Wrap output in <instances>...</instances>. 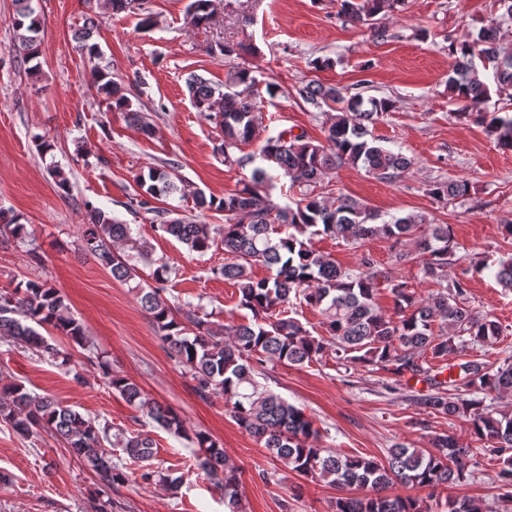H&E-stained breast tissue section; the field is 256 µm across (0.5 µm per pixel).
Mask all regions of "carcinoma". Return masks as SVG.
Instances as JSON below:
<instances>
[{
	"mask_svg": "<svg viewBox=\"0 0 512 512\" xmlns=\"http://www.w3.org/2000/svg\"><path fill=\"white\" fill-rule=\"evenodd\" d=\"M16 12L15 50L27 63L39 57L41 29L34 0H14ZM499 19L481 27L471 40L450 43L453 58L448 73V93L458 106L459 117L475 112L504 149L512 150V116L484 112L481 105L489 98L484 73H492L497 90H512V44L501 35V25L512 21V0H498ZM403 0H340L339 15L356 28H367L377 39L386 38L379 18L393 13ZM216 0H190L187 17L199 28L211 24ZM94 20L86 19L76 35L83 52L99 55L90 42ZM257 79L251 71L239 69L218 91L199 75H191L186 86L196 109L220 128L215 147L228 167L253 166L242 189L217 199L196 193L195 205L202 210H221L224 223L204 224L194 219L173 217L171 212L152 205L151 200L169 196L182 182L170 167H151L139 175L140 192L130 198L128 209L154 214L152 222L162 232L175 237L196 252H205L219 243L224 250V279L238 288L239 306L250 311L252 319L226 327L208 319L207 313L191 304L172 302L165 297L170 267L158 260L155 269L143 278L138 262L147 258L146 241L132 235V228L91 203L85 204L87 224L82 241L86 251L106 269L112 279L133 285L137 299L171 356L196 382L201 396L214 392L224 395L235 423L289 471L311 481L322 480L342 492L333 512H431L422 500L394 492L397 486L446 490L471 475L472 449L457 438L437 434L430 448H410L395 444L387 449L385 460L359 454L343 455L333 448L314 444L316 430L305 411L259 384L256 375L268 363L292 366L309 364L322 355L326 345L335 347L343 364H359L386 371L396 377H421L430 390L420 399L425 411L436 417L458 418L470 425L471 434L489 444V451L501 464L502 485L512 486V412L497 410L486 403L512 392V363L498 368L473 360L448 365V377L428 363L427 358L448 360L468 345L490 343L501 336L500 323L474 312L467 305L468 284L460 276H449L448 268L459 262L448 224H432L419 213L380 220L365 203L339 194L331 203L313 194L324 175L343 165L360 166L378 179L392 180L412 165L411 159L377 143L372 134L380 115L393 109L388 99L346 95L343 89L309 82L296 88V95L325 113L328 123L326 143L312 140L305 132L282 130L266 138L259 153L244 154L241 146L259 133L254 112ZM91 86L112 100V108L127 114L129 123L145 136L153 125L145 113L132 109L122 87L105 70L91 71ZM307 188L294 205L271 202L266 189L276 174ZM427 194L448 203L469 194L465 180H436L427 184ZM22 217L12 215L5 224L3 241H24L34 235ZM342 239L363 246L373 238L393 242L392 258L407 262L411 254L398 249L404 241H414L423 255V276L437 287L428 298L417 296L409 282L391 280L371 254L361 259L359 269L344 268L311 247L315 236ZM261 264L270 271L264 279L251 275ZM495 278L502 288L512 290V257L497 264ZM390 291L397 317L384 313L377 304L381 289ZM317 309L323 317L327 337L317 338L290 315L291 299ZM51 327L73 343L84 346L85 329L70 313L59 290L46 282L20 280L7 291H0V338L24 344L82 378L71 354L53 336L38 329ZM112 390L128 403L146 410L159 427L176 435H186L181 416L169 406L147 397L131 379L112 373L99 364ZM17 435L28 438L46 429L63 440L69 452L113 486L128 481L124 467L112 462L106 445L112 444L109 423H100L63 406L56 400L37 396L22 385L4 388L0 395V423ZM199 448L196 465L224 489L229 512H241L240 473L224 452V447L207 433L194 434ZM128 458L149 463L157 454L156 443L137 433L119 440ZM141 478L156 480L178 490L182 477L146 469ZM447 512H483L482 502L469 497L446 499Z\"/></svg>",
	"mask_w": 512,
	"mask_h": 512,
	"instance_id": "1",
	"label": "carcinoma"
}]
</instances>
